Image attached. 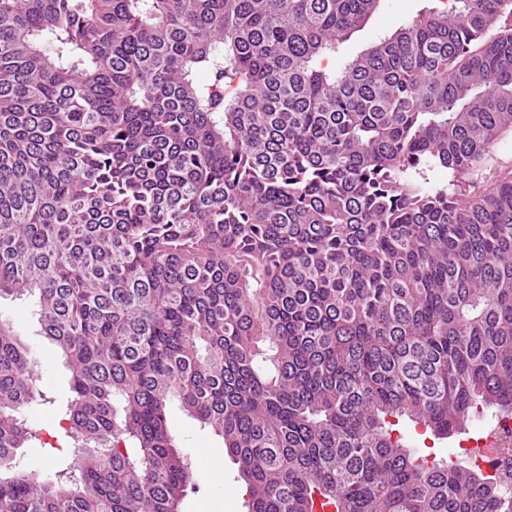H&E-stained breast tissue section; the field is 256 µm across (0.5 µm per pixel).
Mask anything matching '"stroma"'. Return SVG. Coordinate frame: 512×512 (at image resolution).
<instances>
[{
	"label": "stroma",
	"mask_w": 512,
	"mask_h": 512,
	"mask_svg": "<svg viewBox=\"0 0 512 512\" xmlns=\"http://www.w3.org/2000/svg\"><path fill=\"white\" fill-rule=\"evenodd\" d=\"M439 5L440 0H379L365 26L353 32L335 56L325 59V66L340 67L345 59ZM1 318L10 320L21 341L30 347V374L43 392L42 399L22 411L37 438L19 449L17 464L24 469H49L58 462L70 461L75 448L64 430L62 406L70 396V389L69 373L63 360L56 347L39 335L27 302L0 300ZM167 417L177 447L192 462L194 476V485L183 497L180 512H246V486L228 457L222 439L183 411L178 401L169 403ZM497 422L496 411L484 409L468 423L465 432L440 439L423 425L404 417L396 425L394 435L405 446L415 449L417 455L434 459L435 463L471 468L476 462L472 451L475 438L484 436L487 428Z\"/></svg>",
	"instance_id": "1"
}]
</instances>
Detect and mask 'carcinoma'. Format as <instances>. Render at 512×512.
<instances>
[{"label":"carcinoma","mask_w":512,"mask_h":512,"mask_svg":"<svg viewBox=\"0 0 512 512\" xmlns=\"http://www.w3.org/2000/svg\"><path fill=\"white\" fill-rule=\"evenodd\" d=\"M450 2L336 72L378 0H0V299L84 448L17 470L41 392L0 320V512H176L173 399L248 512H512V470L389 421L512 413V0ZM1 318L10 320L20 340L31 348L30 375L43 391L45 399H37L22 410V417L37 432L39 439H33L27 448L18 450L17 465L24 469H49L59 461L68 462L77 448H74V441L66 436L64 430L69 424L63 420L62 406L71 393L70 376L63 359L56 347L37 332L27 302L0 300ZM480 411L467 424L465 432L450 439H438L429 429L405 417L400 418L398 424L393 427L395 430L393 437L395 439L399 438L408 448H414L417 456H429L430 460L434 459V463L473 468L477 464L476 459H478V462L480 461L495 474L504 468L506 460L499 454L498 448L500 447H495L491 453H489L488 448H483L482 439L487 437L481 436H486L487 428L493 425H497L493 430L496 438L499 434L507 432L512 435V419L500 423L501 426H499L497 415L499 412L494 409ZM471 438H478L474 447V441ZM495 444V438H487L486 446L492 447Z\"/></svg>","instance_id":"cac0c4a2"}]
</instances>
